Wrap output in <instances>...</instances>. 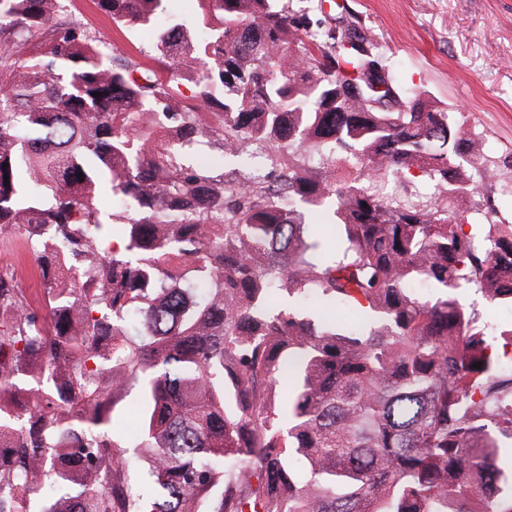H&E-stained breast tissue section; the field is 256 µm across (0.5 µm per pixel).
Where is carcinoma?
<instances>
[{"label":"carcinoma","instance_id":"carcinoma-1","mask_svg":"<svg viewBox=\"0 0 512 512\" xmlns=\"http://www.w3.org/2000/svg\"><path fill=\"white\" fill-rule=\"evenodd\" d=\"M174 2L94 0L152 35L149 67L72 0H0V232L25 231L48 297L41 317L0 277V512H512V364L489 342L512 322L453 294L512 307L491 201L512 163L344 5ZM130 379L129 448L104 400ZM458 297L465 308L477 313L491 327L499 323L512 322V308L494 307L475 288L461 289Z\"/></svg>","mask_w":512,"mask_h":512}]
</instances>
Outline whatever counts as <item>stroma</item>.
I'll return each mask as SVG.
<instances>
[{"mask_svg": "<svg viewBox=\"0 0 512 512\" xmlns=\"http://www.w3.org/2000/svg\"><path fill=\"white\" fill-rule=\"evenodd\" d=\"M350 11L413 87L462 107L493 156L512 157V0H346ZM76 19L130 54L150 44L117 28L92 0H75ZM12 274L17 296L44 312L45 292L23 233L0 235V271Z\"/></svg>", "mask_w": 512, "mask_h": 512, "instance_id": "35a3bbf8", "label": "stroma"}]
</instances>
